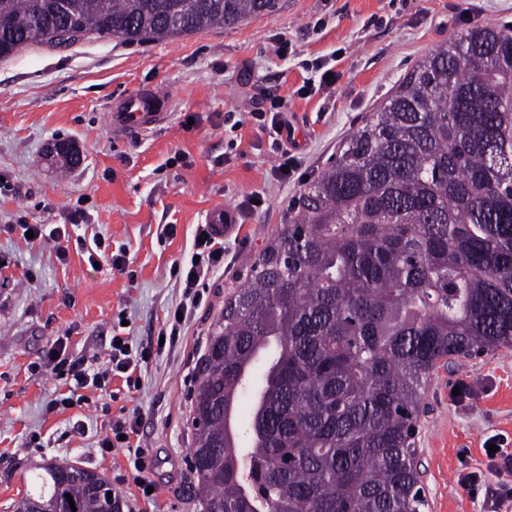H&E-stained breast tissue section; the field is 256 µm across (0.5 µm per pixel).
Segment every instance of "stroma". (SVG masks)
I'll return each mask as SVG.
<instances>
[{
	"label": "stroma",
	"mask_w": 512,
	"mask_h": 512,
	"mask_svg": "<svg viewBox=\"0 0 512 512\" xmlns=\"http://www.w3.org/2000/svg\"><path fill=\"white\" fill-rule=\"evenodd\" d=\"M478 25L511 26L512 0H279L274 14L163 43L86 34L0 60V512H11L50 460L95 469L128 498L135 486L124 478V454L101 456L97 442L132 415L158 489L155 504L137 502L138 512H203L189 491L192 401L208 336L245 263L367 113L422 57ZM281 34L284 57L274 50ZM325 68L336 71L335 84H321ZM153 89L170 98L167 124L114 136L115 101ZM262 91L283 98L298 132L285 179L272 137L245 116ZM53 143L79 159L67 173L48 152ZM224 205L237 212L239 230L224 241V267L202 305L178 341L142 366L138 392L113 379L77 410L85 436L71 435L68 413L46 409L58 385L46 352L62 344L74 357H101L122 319L134 346L155 345L181 299L170 269L189 261L198 226ZM72 207L124 246L123 269L91 266L73 247L59 261L53 245L27 244L15 228L21 219L66 223ZM424 403L415 445L423 512H484L487 491L504 481L487 468L486 443L512 449V350L439 364ZM471 471L482 474L480 490L459 481Z\"/></svg>",
	"instance_id": "obj_1"
}]
</instances>
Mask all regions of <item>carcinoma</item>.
<instances>
[{
	"instance_id": "carcinoma-1",
	"label": "carcinoma",
	"mask_w": 512,
	"mask_h": 512,
	"mask_svg": "<svg viewBox=\"0 0 512 512\" xmlns=\"http://www.w3.org/2000/svg\"><path fill=\"white\" fill-rule=\"evenodd\" d=\"M278 0H0V59L69 29L165 41ZM512 348V32L417 64L300 197L208 337L194 402L204 512H422L415 437L440 361ZM250 418L227 431L244 374ZM40 466L14 512H112ZM75 507H70V504Z\"/></svg>"
}]
</instances>
